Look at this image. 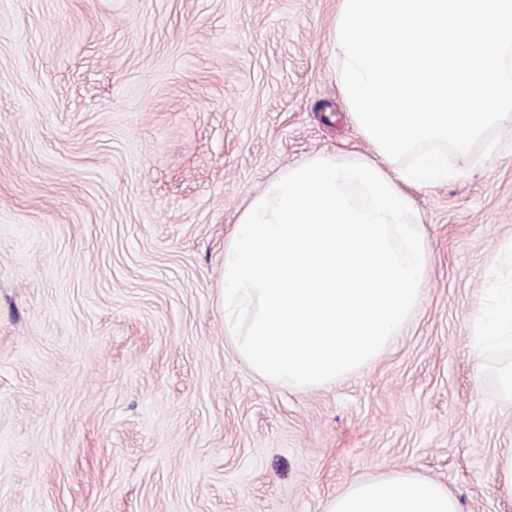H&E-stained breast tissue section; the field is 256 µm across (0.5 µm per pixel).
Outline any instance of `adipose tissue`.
Segmentation results:
<instances>
[{"mask_svg":"<svg viewBox=\"0 0 512 512\" xmlns=\"http://www.w3.org/2000/svg\"><path fill=\"white\" fill-rule=\"evenodd\" d=\"M483 327L488 340L512 347V291L495 292ZM326 512H459V506L443 484L396 473L354 482L328 502Z\"/></svg>","mask_w":512,"mask_h":512,"instance_id":"obj_1","label":"adipose tissue"}]
</instances>
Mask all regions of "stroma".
Returning a JSON list of instances; mask_svg holds the SVG:
<instances>
[{
	"mask_svg": "<svg viewBox=\"0 0 512 512\" xmlns=\"http://www.w3.org/2000/svg\"><path fill=\"white\" fill-rule=\"evenodd\" d=\"M338 0H0V512H324L405 471L512 512V132L405 185L429 263L367 366L299 390L224 333V245L285 169L372 154ZM484 335L501 348L512 344V291H496L483 317Z\"/></svg>",
	"mask_w": 512,
	"mask_h": 512,
	"instance_id": "1",
	"label": "stroma"
}]
</instances>
